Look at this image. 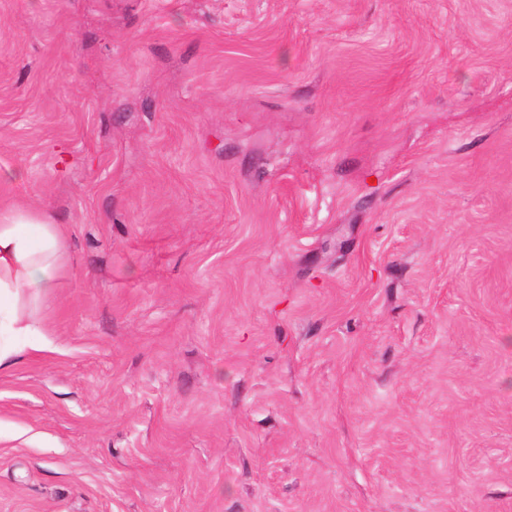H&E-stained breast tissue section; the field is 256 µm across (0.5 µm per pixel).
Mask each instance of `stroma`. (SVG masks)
I'll return each instance as SVG.
<instances>
[{
  "label": "stroma",
  "instance_id": "obj_1",
  "mask_svg": "<svg viewBox=\"0 0 512 512\" xmlns=\"http://www.w3.org/2000/svg\"><path fill=\"white\" fill-rule=\"evenodd\" d=\"M1 203L0 512H512V0H0ZM65 270V232L47 209L0 206V336L44 335L25 320L58 288Z\"/></svg>",
  "mask_w": 512,
  "mask_h": 512
}]
</instances>
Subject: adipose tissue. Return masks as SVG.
<instances>
[{
  "instance_id": "obj_1",
  "label": "adipose tissue",
  "mask_w": 512,
  "mask_h": 512,
  "mask_svg": "<svg viewBox=\"0 0 512 512\" xmlns=\"http://www.w3.org/2000/svg\"><path fill=\"white\" fill-rule=\"evenodd\" d=\"M65 270V232L46 209L0 206V336H37L27 306L52 295Z\"/></svg>"
}]
</instances>
